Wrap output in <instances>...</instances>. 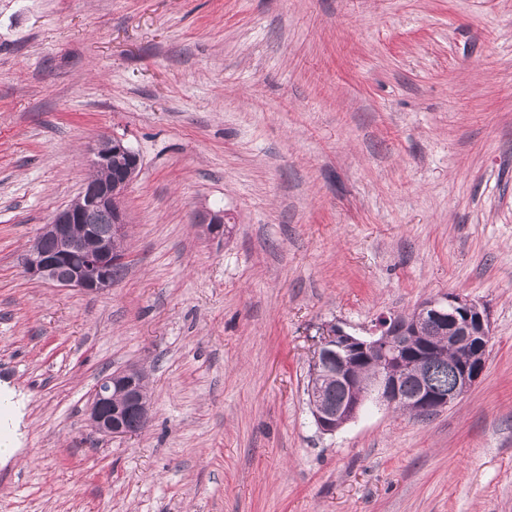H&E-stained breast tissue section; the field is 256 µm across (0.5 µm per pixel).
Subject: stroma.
I'll return each mask as SVG.
<instances>
[{"instance_id":"stroma-1","label":"stroma","mask_w":512,"mask_h":512,"mask_svg":"<svg viewBox=\"0 0 512 512\" xmlns=\"http://www.w3.org/2000/svg\"><path fill=\"white\" fill-rule=\"evenodd\" d=\"M104 135L141 159L123 272L30 278ZM441 293L490 314L477 383L320 432L322 329ZM129 367L150 422L97 436ZM0 384V512H512V0H0ZM196 224H199L204 235L212 238L224 236V211L208 210L198 215ZM151 400L146 394L145 377L136 368L114 371L102 377L89 406V424L104 437L131 436L147 427L150 420ZM133 414L134 417H128ZM128 420V426L127 425ZM14 407L12 392L0 386V460H9L17 450L12 429Z\"/></svg>"}]
</instances>
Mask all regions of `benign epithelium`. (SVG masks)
Listing matches in <instances>:
<instances>
[{"instance_id": "1", "label": "benign epithelium", "mask_w": 512, "mask_h": 512, "mask_svg": "<svg viewBox=\"0 0 512 512\" xmlns=\"http://www.w3.org/2000/svg\"><path fill=\"white\" fill-rule=\"evenodd\" d=\"M92 166L102 172L91 178L67 207L55 212L37 235L26 259V273L61 288L103 293L112 288L115 267L127 254L114 247L127 232L123 192L141 166L139 154L120 137H103L93 148ZM106 217L108 233L101 235L90 215ZM204 235L224 236V212L198 215ZM451 324L446 336H428L432 324ZM491 335L486 308L453 293L429 298L410 314L380 317L366 336L331 324L323 331L312 357L307 393L317 428L332 434L356 419L371 398L391 409L412 407L432 415L457 402L482 374ZM448 362V386H439L431 373L412 366ZM412 376L415 393L403 382ZM341 388L336 398L324 395L322 383ZM151 400L145 377L136 368L114 371L98 383L89 406V424L104 437L134 434L127 425L134 415L138 430L147 427Z\"/></svg>"}]
</instances>
